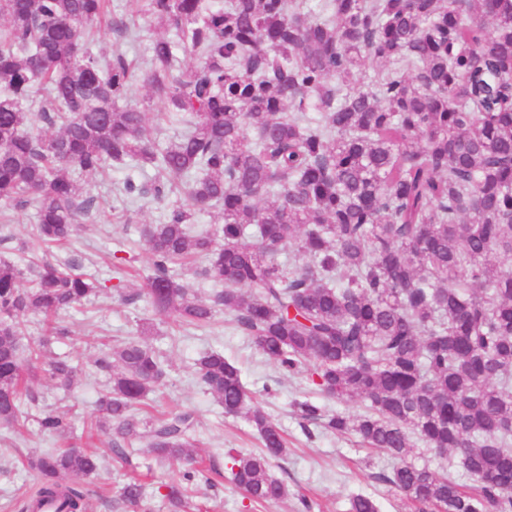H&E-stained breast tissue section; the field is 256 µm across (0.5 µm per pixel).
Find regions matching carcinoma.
Segmentation results:
<instances>
[{"instance_id":"carcinoma-1","label":"carcinoma","mask_w":512,"mask_h":512,"mask_svg":"<svg viewBox=\"0 0 512 512\" xmlns=\"http://www.w3.org/2000/svg\"><path fill=\"white\" fill-rule=\"evenodd\" d=\"M131 2L176 36L155 40L142 76L125 54L90 49L86 30L110 0H0V205L35 207L36 239L57 244L97 206L78 180L128 160L151 167L154 179H128L119 195L185 197L140 231L144 294L158 313L204 326L222 312L282 371L311 365L324 396L365 403L362 415L297 409L394 459L376 478L414 512H512V0H329L318 17L302 0ZM178 48L199 62L177 66ZM369 64L382 72L355 87ZM139 79L162 111L190 116L165 147L146 136L148 113L118 108ZM37 86L46 99L33 113ZM212 209L220 222L192 233ZM289 247L306 261L280 264ZM191 257L195 275L224 285L206 300L174 274ZM100 290L74 263L0 262V426L19 422L21 396L37 401L23 355L41 351L25 349L23 317L63 338L57 314ZM95 366L111 378L95 428L117 457L141 434L161 461L194 460L192 412L143 427L134 415L165 378L151 348L132 340ZM194 371L262 441L258 454L229 455L232 481L256 503L288 499L271 472L288 448L239 368L210 351ZM77 373L65 357L47 364L61 386ZM39 425L71 430L56 411ZM417 440L454 455L473 485L407 461ZM102 463L77 448L36 456L40 485L21 510L84 512L85 479ZM198 474L174 475L169 496ZM141 499V484L122 488L123 504ZM347 512L380 506L356 494Z\"/></svg>"}]
</instances>
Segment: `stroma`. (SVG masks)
Returning <instances> with one entry per match:
<instances>
[{
	"instance_id": "1",
	"label": "stroma",
	"mask_w": 512,
	"mask_h": 512,
	"mask_svg": "<svg viewBox=\"0 0 512 512\" xmlns=\"http://www.w3.org/2000/svg\"><path fill=\"white\" fill-rule=\"evenodd\" d=\"M110 18L135 25V34L127 36L111 25L101 26L92 51L101 57L122 51L137 61L140 71H149L153 41L172 37V30L157 18L135 15L130 0H112ZM127 100L147 112V133L160 145L179 136L182 121L159 116V107L143 84L132 86ZM150 175V169L130 161L107 175L86 179L84 188L98 198L100 210L93 223L77 225L67 243L49 250L59 263H78L80 270L102 283L103 289L97 297L59 314L60 325L68 331L64 339L45 340L39 318L26 320V344L44 346L43 360L24 365L26 383L39 403H23V420L10 428L0 427V512H19L24 499L34 492L33 457L51 448L86 444L95 401L106 383L94 360L100 348H115L131 340L152 348L165 369L163 385L149 395L146 407L137 413L138 419L192 411L197 456L212 467L209 481L196 480L188 485L186 512H298L304 499L309 501L311 512H345L349 498L357 493L376 499L382 512H408L401 495L377 479L379 473L392 468V459L382 453H368L354 437L335 435L303 420L296 409L297 403L309 400L336 412L360 414L364 411L361 402L342 405L325 398L308 384L307 369L292 375L282 372L224 315H216L203 327L181 328L172 319L158 315L147 299L125 302L126 294L143 288L150 270L140 229L160 223L166 206L147 200L120 201L117 189L126 179L144 181ZM35 222L36 212L30 207L10 210L7 217H0V260L23 264L25 254L18 245L32 242ZM207 351L222 352L239 368L245 386L286 439L288 453L273 462L272 472L287 482L291 491L288 500L259 505L232 482L229 453H256L261 443L244 417L226 415L220 402L196 381L194 361ZM55 356L72 358L78 367L70 389L57 387L45 372L47 359ZM43 409L66 413L72 423L71 434L60 438L43 433L37 422ZM98 446L106 459L98 474L87 480L90 494L86 512H132L120 505L119 497L122 487L133 478L143 485L145 512H174L168 485L178 464L157 463L144 441L135 438L126 441L122 462L109 459L107 437H100Z\"/></svg>"
}]
</instances>
